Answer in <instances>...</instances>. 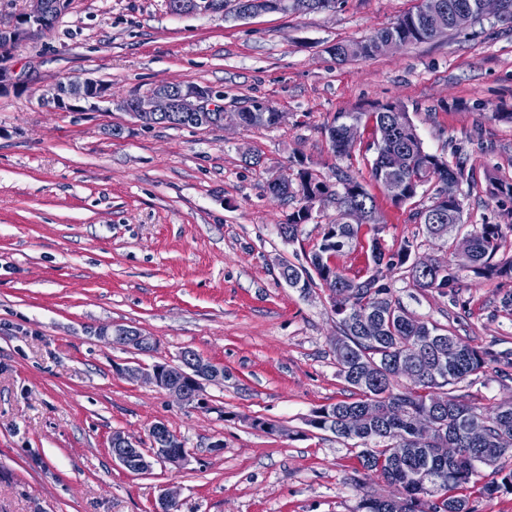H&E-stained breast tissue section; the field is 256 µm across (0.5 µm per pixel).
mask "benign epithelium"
<instances>
[{
    "instance_id": "obj_1",
    "label": "benign epithelium",
    "mask_w": 512,
    "mask_h": 512,
    "mask_svg": "<svg viewBox=\"0 0 512 512\" xmlns=\"http://www.w3.org/2000/svg\"><path fill=\"white\" fill-rule=\"evenodd\" d=\"M31 8L17 15L16 18L0 28V94L16 91L22 84V78L8 65L17 44L28 37L43 31L48 19L52 16L60 18L67 13L71 0H30ZM203 0H172L170 9L177 14L191 11H204ZM95 84V80H70L58 83L42 94L41 105L57 109H82L81 103L89 101L86 89ZM223 96L208 94L192 82L183 81L157 85L151 91L139 97L133 104L130 115L140 123L154 119L159 112H187L218 109L223 118L231 117L240 126H245L243 113L226 112L221 103ZM361 121L350 119L344 122L341 130V147L346 148L354 143ZM409 160L399 150L390 152L385 159V169L391 173L406 170ZM99 339L108 344L129 346L141 353L154 350L152 337L142 334L136 329L123 326L101 327L96 330ZM118 372L129 379L142 381L149 386L164 391L177 400L186 403L205 404L202 387L206 382L224 381V368L202 358L192 350L181 352L176 363H155L151 366L136 365L118 369ZM171 430L163 423L156 424L152 437L154 448L146 453L139 448L138 441L121 432L112 434L110 448L113 463L127 471L144 473L149 471L153 462L168 463L182 466L188 462L189 451L182 447L173 454L167 448ZM179 503L178 492L167 486L161 489L156 512H169V508Z\"/></svg>"
}]
</instances>
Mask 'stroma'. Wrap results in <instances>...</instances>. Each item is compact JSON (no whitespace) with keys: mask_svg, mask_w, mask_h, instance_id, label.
Listing matches in <instances>:
<instances>
[{"mask_svg":"<svg viewBox=\"0 0 512 512\" xmlns=\"http://www.w3.org/2000/svg\"><path fill=\"white\" fill-rule=\"evenodd\" d=\"M419 0H342L307 14L176 15L166 0H73L10 60L27 78L0 96V512H155L163 487L180 512H354L360 492L391 495L363 477L358 448L309 421L346 399L333 345L340 334L328 292L289 287L285 263L303 264L335 204H316L294 241L278 231L293 204L265 189L305 160L324 180L337 169L376 201L379 232L363 227L338 254L347 276L368 274L366 251L411 243L413 257L457 261L454 242L429 237L413 212L435 184L394 205L370 176L372 125L335 157L326 125L339 112L404 105L430 153H468L473 181L459 182L464 224L505 225L512 257V27L489 15L462 31L369 60L329 48L391 26ZM93 78L110 100L80 112L40 106L57 83ZM191 81L223 91L227 110L265 101L271 128L142 126L122 100ZM415 317L478 347L476 375L455 385L477 407L512 404L511 277L461 272L450 288H422L386 270ZM139 329L152 352L108 345L97 328ZM222 366L206 407L177 401L120 375L121 367L176 360L184 350ZM282 426L269 434L251 425ZM163 422L191 452L182 467L145 474L112 461L120 431L150 445ZM363 480L362 491L352 487Z\"/></svg>","mask_w":512,"mask_h":512,"instance_id":"1","label":"stroma"}]
</instances>
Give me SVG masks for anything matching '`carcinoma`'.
I'll list each match as a JSON object with an SVG mask.
<instances>
[{"mask_svg": "<svg viewBox=\"0 0 512 512\" xmlns=\"http://www.w3.org/2000/svg\"><path fill=\"white\" fill-rule=\"evenodd\" d=\"M288 13L301 14L335 5L336 0H288ZM419 11H409L392 26L358 41L338 42L330 48L336 58L372 59L382 54L381 42L388 35L402 38L406 44L431 40L428 21L418 18ZM401 108L386 103L370 113L376 131V157L371 177L384 185L385 155L400 148L408 152L411 165L399 176L403 199H413L418 189L432 181L441 185L454 176L462 181L470 178L468 155L459 152L454 165L428 152L414 127L396 128L389 112ZM249 126L270 127L280 121V113L268 104L262 112L246 109ZM357 114L339 112L327 131L332 150L342 156L338 132L341 124ZM172 127H219L221 113L204 114V120L193 119L191 112H173L169 117L147 121L145 125ZM341 189L333 188L309 168L297 172V182L278 177L267 184L277 190L283 200H295L298 207L288 215V223L279 225L287 240L295 238L297 226L309 219L305 212V193L325 189L339 209L352 201L364 202L372 210L371 224H378L374 197L365 185L347 172L336 175ZM441 213L442 222L426 224L430 237L446 238L463 227L462 203L442 197L435 190L431 204L412 214L415 221L432 211ZM359 227L345 224L338 217L325 225L321 242L311 251L307 265L288 263L281 275L295 281L302 292L321 286L336 294L333 304L341 336L336 338L334 353L338 375L352 388L351 397L315 411L310 425L329 431L340 439L362 446L358 462L364 474L381 476L394 487L389 497L364 493L355 512H471L465 491L477 485L480 468L512 457V405H500L482 412L448 392L481 371L484 353L461 338L442 332V328L411 315L392 288L383 283V268L407 267L415 283L422 288H448L458 280L457 271L437 264L424 272L410 263L412 249L406 243L392 254L385 252L378 239L371 241L367 256L370 275L350 278L336 269L333 258L344 248L357 244ZM470 252L462 256L461 266L477 276H512V258L498 263L493 259L502 248L504 235L499 224H474L467 231ZM407 358L418 361L419 376L412 379L413 388L399 389L397 364ZM434 408L432 442L423 446L414 440L413 421L428 408Z\"/></svg>", "mask_w": 512, "mask_h": 512, "instance_id": "carcinoma-1", "label": "carcinoma"}]
</instances>
